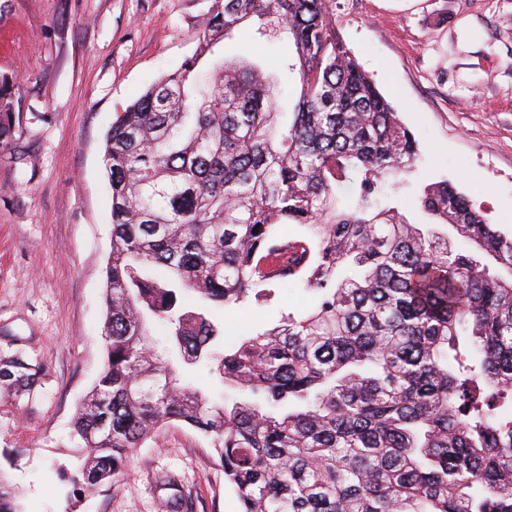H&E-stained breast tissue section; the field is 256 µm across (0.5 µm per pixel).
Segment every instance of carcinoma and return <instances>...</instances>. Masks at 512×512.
Segmentation results:
<instances>
[{
  "label": "carcinoma",
  "mask_w": 512,
  "mask_h": 512,
  "mask_svg": "<svg viewBox=\"0 0 512 512\" xmlns=\"http://www.w3.org/2000/svg\"><path fill=\"white\" fill-rule=\"evenodd\" d=\"M288 32L291 119L254 64L199 66L241 24ZM17 77L0 78V146L18 132ZM418 142L360 68L330 0H216L194 53L120 112L105 139L111 250L105 360L75 434L91 456L73 502L176 421L210 441L240 512H512V235L446 180L416 198L473 248L411 224L402 197ZM299 251L273 277L275 226ZM319 294L224 348L214 310L267 285ZM169 327L166 357L150 323ZM203 364L257 397L231 406L180 383ZM0 368V382L29 375ZM0 512H22L0 474Z\"/></svg>",
  "instance_id": "cac0c4a2"
}]
</instances>
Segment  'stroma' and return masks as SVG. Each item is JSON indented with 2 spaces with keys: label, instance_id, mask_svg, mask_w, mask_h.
<instances>
[{
  "label": "stroma",
  "instance_id": "35a3bbf8",
  "mask_svg": "<svg viewBox=\"0 0 512 512\" xmlns=\"http://www.w3.org/2000/svg\"><path fill=\"white\" fill-rule=\"evenodd\" d=\"M213 0H0V76L17 75L20 130L0 146V362L29 376L0 388V473L23 512H66L64 472L85 459L73 422L102 370L112 219L103 165L117 114L196 49ZM336 30L414 132L421 158L400 191L445 179L512 233V0H332ZM286 35L247 25L222 56L262 67L291 111ZM298 283L225 307L224 343L311 308ZM239 512L213 449L180 424L135 448L80 512Z\"/></svg>",
  "mask_w": 512,
  "mask_h": 512
}]
</instances>
